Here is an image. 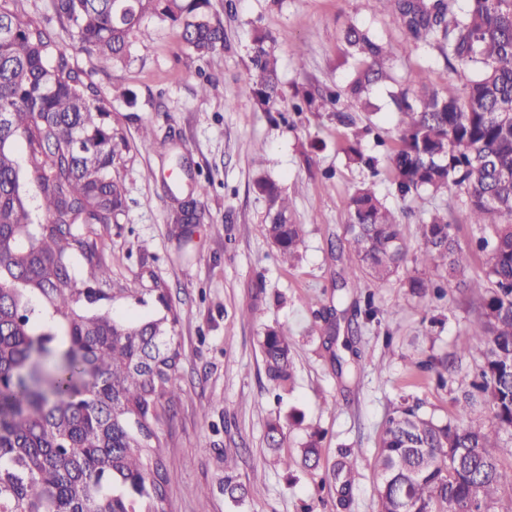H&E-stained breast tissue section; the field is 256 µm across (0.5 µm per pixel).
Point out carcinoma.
Instances as JSON below:
<instances>
[{
    "mask_svg": "<svg viewBox=\"0 0 512 512\" xmlns=\"http://www.w3.org/2000/svg\"><path fill=\"white\" fill-rule=\"evenodd\" d=\"M54 0L56 18L81 48L102 62L122 61L146 16L176 25L185 48L205 58L224 48V25L209 0ZM413 42L434 45L454 78L438 91L421 81L395 98L398 144L389 155L395 191L406 196L452 185L466 197L478 227L484 275L466 280L468 252L447 216L421 225L414 261L441 272L440 283L409 280L414 294L466 289L479 304L463 355L480 354L471 390L446 423L403 403L388 417L373 458L378 512H512V0H377ZM359 67L345 92L367 101L383 77L388 49L368 32L344 34ZM276 39L256 35L243 92L264 112L286 95ZM340 94H302L317 110ZM118 133L93 83L75 69L50 31L22 19L15 0H0V512H167V447L159 426L179 401L182 369L174 336L178 313L165 289L145 292L137 279L112 282L96 225L124 210L125 187L113 176L121 159ZM255 191L265 202L266 237L283 263L297 258L304 225L270 177ZM172 223L184 243L186 203L173 198ZM344 241L355 263L349 276L384 283L405 265L409 248L395 214L371 185L350 201ZM84 263L82 285L73 261ZM154 313H115L105 301L124 299ZM265 374L277 387L292 379L288 331L268 327L260 340ZM511 435L501 441V435ZM285 424H267V447L278 450ZM322 435L301 445L315 469ZM224 490L243 497L228 474ZM354 460L345 451L321 478L336 489V507L352 502Z\"/></svg>",
    "mask_w": 512,
    "mask_h": 512,
    "instance_id": "carcinoma-1",
    "label": "carcinoma"
}]
</instances>
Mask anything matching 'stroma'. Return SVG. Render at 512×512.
I'll use <instances>...</instances> for the list:
<instances>
[{
    "label": "stroma",
    "mask_w": 512,
    "mask_h": 512,
    "mask_svg": "<svg viewBox=\"0 0 512 512\" xmlns=\"http://www.w3.org/2000/svg\"><path fill=\"white\" fill-rule=\"evenodd\" d=\"M15 6L25 19L47 26L125 137L118 168L125 213L98 228L113 279L165 288L180 314V400L160 427L167 440L168 512H336V494L320 478L344 450L356 458L350 512H377L370 460L385 420L404 398L437 418L453 415V400L468 390L475 371V359L457 348L476 310L464 293L412 294L408 280L417 266L410 260L385 284L362 282L379 313L370 321L350 311L341 315L333 348L324 344L319 315L352 294L341 285L351 251L338 244L350 198L362 185L374 184L395 211L410 248L418 247L419 226L435 212L447 215L462 245L475 243L478 232L457 190L402 197L393 185L389 154L399 115L392 97L417 90L422 78L446 89L451 73L439 51L408 39L376 0H210L227 49L198 58L182 46L176 27L151 16L145 20L150 38L134 41L127 62L104 68L78 48L54 16L52 0H16ZM352 25L393 47L384 62L386 79L369 91L375 111L341 98L338 107L353 125L340 124L328 109H289L274 120L242 94L258 28L277 39L286 96L305 86L322 92L345 87L355 66L344 42ZM301 44L306 53L300 58L293 48ZM207 80L216 89L205 96L200 85ZM118 86L127 98L115 97ZM146 125L155 130L149 147L139 138ZM356 132L374 167L355 164L343 152ZM261 176L283 187L295 223L305 228L294 265L281 264L265 236V203L253 190ZM196 182L210 185L206 216L186 243L170 220V196ZM255 302L263 308L256 321L244 316ZM269 326L283 327L291 338L293 378L282 393L268 382L262 363L259 340ZM335 354L347 360L348 370H334ZM433 359L447 362V386L419 370V363ZM294 410L303 413L302 424L288 427L280 454L271 453L267 422ZM314 431L323 435L319 469L284 471L279 455H298ZM228 452L237 454L236 480L247 488L237 502L224 491Z\"/></svg>",
    "instance_id": "1"
}]
</instances>
